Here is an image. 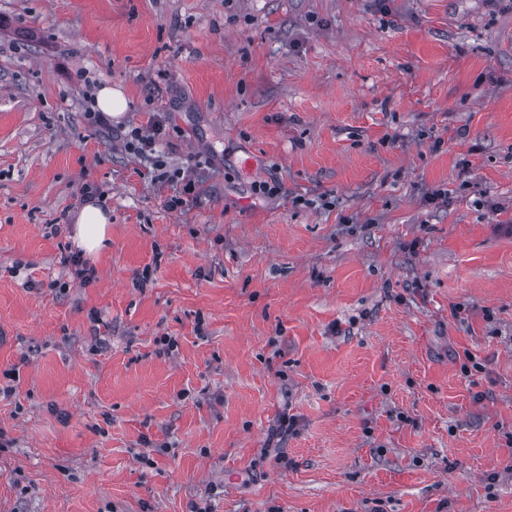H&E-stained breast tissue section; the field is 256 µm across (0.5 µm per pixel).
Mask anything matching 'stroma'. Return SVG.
<instances>
[{"label":"stroma","instance_id":"1","mask_svg":"<svg viewBox=\"0 0 512 512\" xmlns=\"http://www.w3.org/2000/svg\"><path fill=\"white\" fill-rule=\"evenodd\" d=\"M0 512H512V0H0ZM96 101V106L101 112H94L93 107ZM94 98L92 95L85 98V113L88 118L95 124L109 128L104 117L101 115L102 112L110 114L112 116H118L125 112L127 108V101L123 92L118 88H112V86L105 85L100 88L97 95ZM163 130V125L158 123H153L151 125V133L144 134L142 131L140 132L139 128H134L128 134L125 135V147L127 150L139 157H148L152 159V163L155 171L157 172L156 177L158 179L164 181H173L174 179H179L180 173L177 169L168 170L166 162L161 159L159 156L154 155V144L156 140V136L160 135ZM76 224L73 240L88 255H96L109 242V216L94 199L85 203L73 216Z\"/></svg>","mask_w":512,"mask_h":512}]
</instances>
